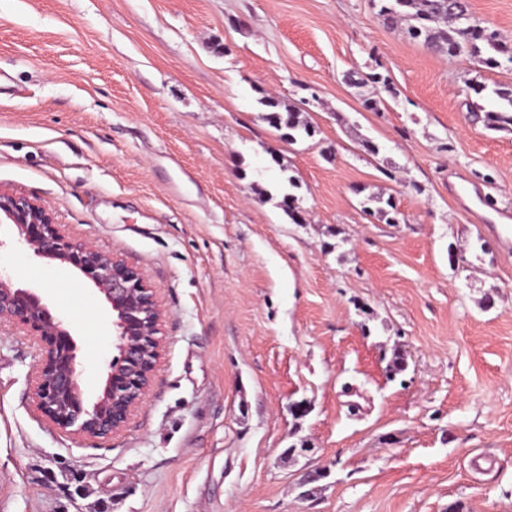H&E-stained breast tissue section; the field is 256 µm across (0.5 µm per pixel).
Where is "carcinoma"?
I'll use <instances>...</instances> for the list:
<instances>
[{"mask_svg":"<svg viewBox=\"0 0 512 512\" xmlns=\"http://www.w3.org/2000/svg\"><path fill=\"white\" fill-rule=\"evenodd\" d=\"M378 7V14L385 21L396 25L408 21L409 33L423 39L429 48H437L450 55L467 52L474 57L481 56L482 47L496 53H505L506 45L497 34L486 27L469 12L465 0H456V4L446 3V0H373ZM489 107L484 112L483 122L490 130H512V88L496 87L489 94ZM266 108L265 120L274 128L283 132V137L292 142L297 137H311L313 127L298 120V112L290 108L280 110L275 100L268 98L262 101ZM378 203L376 212L379 217L389 224L399 222L398 212L389 200L382 201L375 197Z\"/></svg>","mask_w":512,"mask_h":512,"instance_id":"1","label":"carcinoma"}]
</instances>
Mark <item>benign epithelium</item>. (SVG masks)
<instances>
[{
    "label": "benign epithelium",
    "mask_w": 512,
    "mask_h": 512,
    "mask_svg": "<svg viewBox=\"0 0 512 512\" xmlns=\"http://www.w3.org/2000/svg\"><path fill=\"white\" fill-rule=\"evenodd\" d=\"M0 217L17 228L19 242L34 256L81 274L109 305L117 355L89 405L77 370V343L65 320L36 291L17 288L0 275V323L10 322L40 343L33 392L37 408L63 431L109 439L142 402L161 358L164 311L155 291L145 273L119 255L71 239L38 200L0 190Z\"/></svg>",
    "instance_id": "7a95c632"
}]
</instances>
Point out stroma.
<instances>
[{"label":"stroma","mask_w":512,"mask_h":512,"mask_svg":"<svg viewBox=\"0 0 512 512\" xmlns=\"http://www.w3.org/2000/svg\"><path fill=\"white\" fill-rule=\"evenodd\" d=\"M468 3L512 48V0ZM498 60L431 51L371 0H0V189L144 270L164 309L105 442L38 413L39 347L0 326V512H512V132L472 121L469 87L511 86ZM268 96L313 138L283 139ZM0 239L94 399L103 295Z\"/></svg>","instance_id":"obj_1"}]
</instances>
